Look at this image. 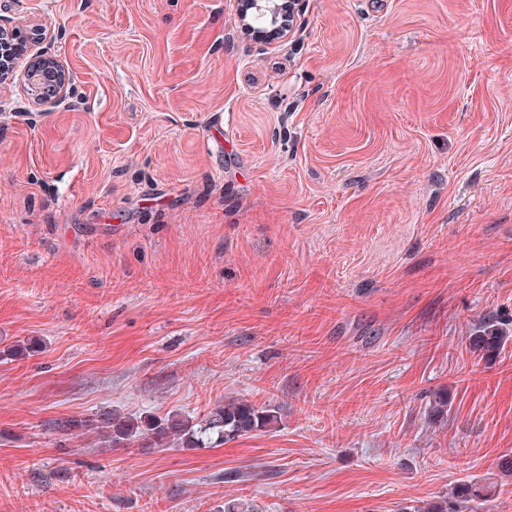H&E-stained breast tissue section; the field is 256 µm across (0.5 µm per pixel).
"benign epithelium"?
I'll list each match as a JSON object with an SVG mask.
<instances>
[{"instance_id": "1", "label": "benign epithelium", "mask_w": 512, "mask_h": 512, "mask_svg": "<svg viewBox=\"0 0 512 512\" xmlns=\"http://www.w3.org/2000/svg\"><path fill=\"white\" fill-rule=\"evenodd\" d=\"M301 0H238V18L254 40L272 45L287 42ZM48 30L41 24L29 28L0 24V84L13 81L20 61H25L21 88L34 107L57 105L70 95L72 77L53 54L37 51Z\"/></svg>"}]
</instances>
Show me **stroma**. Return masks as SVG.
Masks as SVG:
<instances>
[{"label": "stroma", "mask_w": 512, "mask_h": 512, "mask_svg": "<svg viewBox=\"0 0 512 512\" xmlns=\"http://www.w3.org/2000/svg\"><path fill=\"white\" fill-rule=\"evenodd\" d=\"M0 0L68 108L0 85V512H512V0ZM447 413L433 410L436 398ZM272 427L104 448L98 412ZM61 420L79 421L71 432ZM238 18L254 40L272 45L287 42L301 0H237ZM478 334L472 337L476 350L486 353H496L507 341V330L499 327L493 320H488L480 326ZM490 495L491 493L479 483L462 481L452 491L451 501L445 499L423 510L422 507H417L414 512H478L475 509L484 506V501Z\"/></svg>", "instance_id": "35a3bbf8"}]
</instances>
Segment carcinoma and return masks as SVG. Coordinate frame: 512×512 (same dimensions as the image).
<instances>
[{"instance_id":"obj_1","label":"carcinoma","mask_w":512,"mask_h":512,"mask_svg":"<svg viewBox=\"0 0 512 512\" xmlns=\"http://www.w3.org/2000/svg\"><path fill=\"white\" fill-rule=\"evenodd\" d=\"M507 341V330L488 320L472 337L474 348L486 352H497ZM275 421L272 410L256 407L247 402H233L212 409L206 417L196 423L179 412H168L163 416L124 415L118 411H102L90 421L92 429L98 431L103 441L111 447H128L137 444L140 448H204L212 442H230L257 430L267 429ZM490 497L487 489L475 482L462 481L451 493V500H443L415 512H477Z\"/></svg>"}]
</instances>
